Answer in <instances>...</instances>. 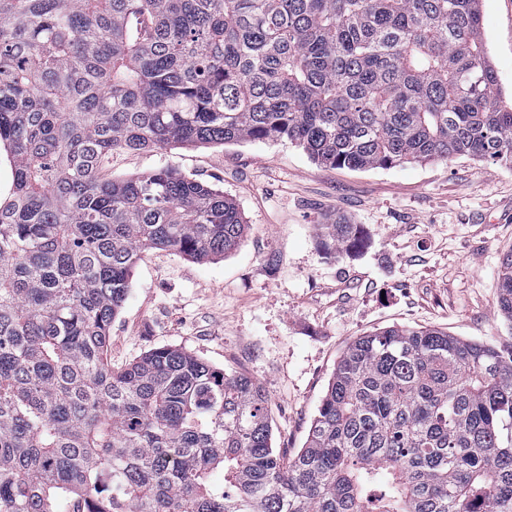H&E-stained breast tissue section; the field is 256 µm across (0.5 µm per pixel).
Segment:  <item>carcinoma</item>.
Here are the masks:
<instances>
[{"label":"carcinoma","instance_id":"obj_1","mask_svg":"<svg viewBox=\"0 0 512 512\" xmlns=\"http://www.w3.org/2000/svg\"><path fill=\"white\" fill-rule=\"evenodd\" d=\"M479 2L0 0V512H512V348L359 336L292 458L250 376L171 346L105 358L143 254L215 259L245 232L223 191L105 180L106 157L287 141L351 170L511 167ZM319 238L365 246L341 215ZM498 288L512 323V249Z\"/></svg>","mask_w":512,"mask_h":512}]
</instances>
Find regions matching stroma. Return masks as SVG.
<instances>
[{
    "instance_id": "stroma-1",
    "label": "stroma",
    "mask_w": 512,
    "mask_h": 512,
    "mask_svg": "<svg viewBox=\"0 0 512 512\" xmlns=\"http://www.w3.org/2000/svg\"><path fill=\"white\" fill-rule=\"evenodd\" d=\"M489 59L512 96V0H481ZM173 167L224 191L248 225L222 259L145 254L112 323L107 360L124 366L176 346L248 373L265 388L273 445L303 446L336 363L363 333L437 326L499 348L512 323L497 311L512 249V167L469 156L387 169L318 165L287 142L252 141L113 153L102 173ZM341 214L367 247L333 261L318 226Z\"/></svg>"
}]
</instances>
